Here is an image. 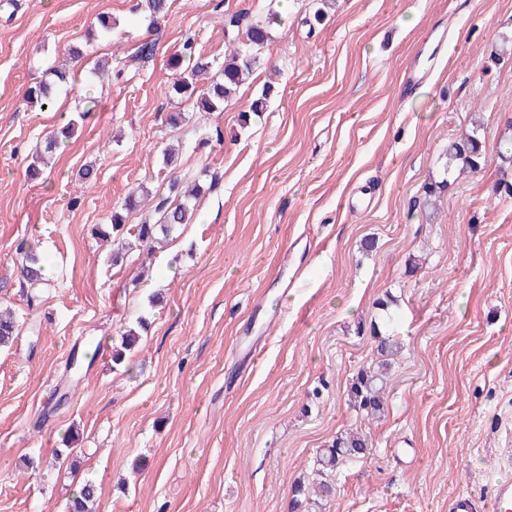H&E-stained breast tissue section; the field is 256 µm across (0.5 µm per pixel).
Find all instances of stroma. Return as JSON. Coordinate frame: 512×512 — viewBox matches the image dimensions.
I'll use <instances>...</instances> for the list:
<instances>
[{
	"mask_svg": "<svg viewBox=\"0 0 512 512\" xmlns=\"http://www.w3.org/2000/svg\"><path fill=\"white\" fill-rule=\"evenodd\" d=\"M16 2L0 8V304L25 327L0 349V512H64L86 480L102 512H288L294 481L350 429L370 450L339 467L324 512H448L457 492L483 500L512 479V166L496 153L512 134V0H336L315 27L314 0H169L157 25L134 0ZM235 12L272 15L270 49L234 103L194 111L169 96L168 60L188 39L223 60ZM100 13L119 22L111 39L89 34ZM72 46L85 58L56 110L29 106ZM104 59L121 79L94 74ZM271 66L274 95L242 123ZM84 101L77 135L29 180ZM475 125L484 163L423 208ZM176 141L181 173L217 185L164 251L112 265L93 227L137 186L167 193ZM23 240L53 270L33 307ZM375 323L402 350L370 420L347 387L376 356ZM89 338L100 354L61 399ZM78 129V122L71 118L61 125L45 143L44 149H39L32 155V161L28 164L26 173L30 180L40 178L43 168L48 166L56 148L63 142L73 138Z\"/></svg>",
	"mask_w": 512,
	"mask_h": 512,
	"instance_id": "obj_1",
	"label": "stroma"
}]
</instances>
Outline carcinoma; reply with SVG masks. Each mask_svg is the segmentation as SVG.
Instances as JSON below:
<instances>
[{
  "label": "carcinoma",
  "mask_w": 512,
  "mask_h": 512,
  "mask_svg": "<svg viewBox=\"0 0 512 512\" xmlns=\"http://www.w3.org/2000/svg\"><path fill=\"white\" fill-rule=\"evenodd\" d=\"M136 9L148 14L151 22L167 11V0H137ZM116 22L109 15H98L90 25V30L102 38L112 36ZM272 42L269 25L258 16L250 20L242 33L229 42L224 52V60H210L196 52L195 44L188 39L183 43L180 53L168 61L173 81L169 92L187 101H191L201 112H222L224 105L231 102L236 89L246 76L252 72L259 61L260 50ZM69 72L54 69L51 79L42 80L29 87L25 92L26 101L38 107L52 111L56 108V88L67 83ZM272 88L266 87L261 95L252 100L249 108L241 113L242 121H248V113H259L266 109ZM78 122L71 118L61 125L45 143V147L32 155L26 173L34 180L42 175L48 166L56 148L73 138ZM485 145L478 130L466 133L461 139L448 147L444 175H463L480 168L484 160ZM163 162L174 177L170 183V195L152 194L142 187L132 192L125 201V209L142 207L148 210V217L139 224L126 223V217L119 211L112 212L110 227L97 229V235L112 243L110 259L112 264L124 262L128 251L138 247L151 252L155 245L169 242L187 224L192 223L195 215V203L199 196L211 191L216 178L204 184L200 179L184 182L181 174L175 173L177 160L175 153L167 149L163 153ZM18 275L30 290L27 296L32 303L40 297L41 291L48 287L49 279L44 272V259L34 250L23 246L18 248ZM20 333L19 320L11 312L0 313V347L11 345ZM371 336L377 342V351L384 357L399 354L400 343L382 334L380 327L372 325ZM139 340L135 327L129 326L122 333L120 347L113 350L112 362L120 365L125 352L132 349ZM98 345L92 341L84 343L81 351L72 354L70 362L74 364L71 377L73 383H79V372L85 363L92 364L97 356ZM389 364L380 361L373 366L358 369L349 382L348 397L350 404L370 417H375L384 408L386 389L389 383ZM368 443L358 433H346L336 437L326 448L321 449L314 460L308 476L298 481L293 488L292 506L296 509L317 507V500L330 498L335 491V475L339 464L357 458L366 453ZM99 494L97 486L87 481L82 484L66 504L67 512H97Z\"/></svg>",
  "instance_id": "obj_1"
}]
</instances>
